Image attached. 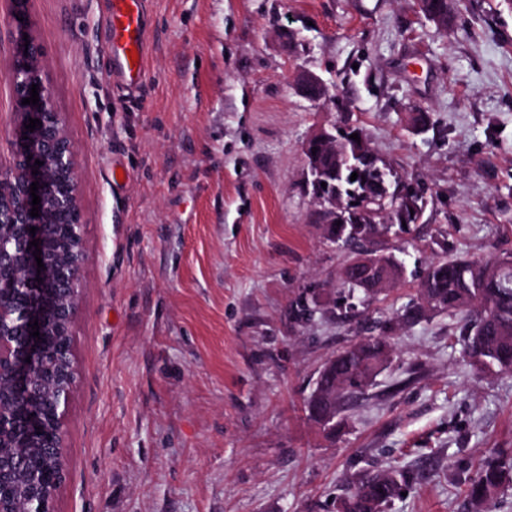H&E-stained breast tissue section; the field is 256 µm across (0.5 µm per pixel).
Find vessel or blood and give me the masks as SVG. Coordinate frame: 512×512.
Here are the masks:
<instances>
[{
    "label": "vessel or blood",
    "mask_w": 512,
    "mask_h": 512,
    "mask_svg": "<svg viewBox=\"0 0 512 512\" xmlns=\"http://www.w3.org/2000/svg\"><path fill=\"white\" fill-rule=\"evenodd\" d=\"M107 22L112 32V63L127 87H138L146 78V65L141 60L131 62L128 53L133 50L141 56L145 52L142 0H112Z\"/></svg>",
    "instance_id": "obj_1"
}]
</instances>
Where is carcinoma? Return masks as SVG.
I'll use <instances>...</instances> for the list:
<instances>
[{
    "label": "carcinoma",
    "mask_w": 512,
    "mask_h": 512,
    "mask_svg": "<svg viewBox=\"0 0 512 512\" xmlns=\"http://www.w3.org/2000/svg\"><path fill=\"white\" fill-rule=\"evenodd\" d=\"M420 2L428 20L450 31L448 0ZM354 133L360 141L350 138ZM346 153L356 167L343 166ZM320 164L324 178L341 189V202L320 206L318 218L326 240L353 254L340 268L336 281V293L343 300L339 318L350 321L364 316L354 299L370 302L388 294L403 279L405 267L390 240L404 232L405 226L419 222L424 212L423 195L412 183L393 174L358 126H338L335 146L320 150ZM354 172L358 177L353 181ZM295 306L302 321L320 311L318 300L312 296H298ZM429 311L461 317L460 336L471 367L484 373H512V256H443L431 262L419 278L414 300L396 316L378 320L380 333L359 336L336 353L332 375L322 377L306 401L308 420L329 437L340 434L346 421H336L334 432L326 430L319 418L322 408L334 406L342 414L363 398L393 355L394 328L418 322ZM5 452L35 461L41 474L54 470L55 462L42 457L36 448H7ZM411 480V474L402 470L362 475L352 482L338 512H382ZM510 487L512 453L502 451L483 461L470 479L465 490L467 506L471 512H489Z\"/></svg>",
    "instance_id": "carcinoma-1"
}]
</instances>
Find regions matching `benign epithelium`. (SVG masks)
I'll return each mask as SVG.
<instances>
[{
  "instance_id": "1",
  "label": "benign epithelium",
  "mask_w": 512,
  "mask_h": 512,
  "mask_svg": "<svg viewBox=\"0 0 512 512\" xmlns=\"http://www.w3.org/2000/svg\"><path fill=\"white\" fill-rule=\"evenodd\" d=\"M15 20L14 52L7 67L0 72L12 92L11 112L16 119V136L11 143L9 167L0 171V274L20 270L25 281L35 282L50 276L49 267L37 269L29 242L39 240V249H46L56 215L71 218L69 232L60 238L59 269L54 280V301L41 297H22L17 301L0 297V447L15 443L17 422L26 416L32 431L20 445L42 448L57 460V469L43 481L31 477L26 484L27 512H54L53 503L65 480L62 426L76 384L73 358L68 347H61L59 375L49 387L46 411L35 404L43 391L35 370L49 347L48 337L66 336L79 310L83 284L84 228L75 164V150L66 124L58 112L51 89L44 76L43 52L31 35L27 11L28 0H9ZM38 85L39 102L22 104L30 97L31 85ZM293 86L311 100L325 96L327 86L311 72L294 77ZM41 125L34 131L25 129L29 119ZM334 136L322 128L304 144L310 183L318 185L321 178L315 169L318 155L312 148L328 146ZM43 162L39 166L35 161ZM38 174H32V171ZM39 182L38 216H30L32 196L30 185ZM36 233H30V228ZM38 323L39 337L31 336L30 324ZM29 468L26 459L0 458V512H17L14 488L20 472Z\"/></svg>"
}]
</instances>
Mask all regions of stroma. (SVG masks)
I'll return each mask as SVG.
<instances>
[{
	"mask_svg": "<svg viewBox=\"0 0 512 512\" xmlns=\"http://www.w3.org/2000/svg\"><path fill=\"white\" fill-rule=\"evenodd\" d=\"M451 6L443 33L418 0H142L147 78L131 90L111 0H29L85 226L55 512H336L357 474L393 467L418 478L385 512H467L478 463L512 450V374L464 362L458 317L394 331L340 437L304 412L353 335L308 136L362 126L424 191L422 223L392 241L406 277L377 312L405 306L437 257L512 255V0ZM300 71L327 96H301ZM306 289L323 312L302 324ZM328 130L329 129L321 128L318 132H316L310 138L307 139L303 148L306 157L307 172L311 178L310 184H313L315 186H317L319 182L322 183L324 181L319 177V174L315 169V165H318L319 158L316 153L312 154V148L318 147L320 145H330V142L334 139L335 136L330 134Z\"/></svg>",
	"mask_w": 512,
	"mask_h": 512,
	"instance_id": "35a3bbf8",
	"label": "stroma"
}]
</instances>
